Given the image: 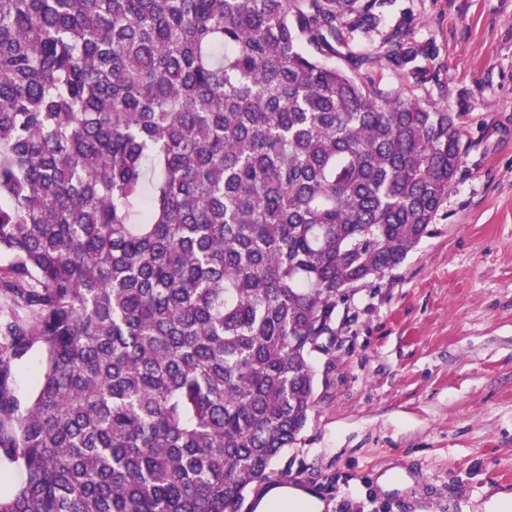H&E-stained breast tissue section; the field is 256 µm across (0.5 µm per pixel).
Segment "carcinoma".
<instances>
[{
    "instance_id": "cac0c4a2",
    "label": "carcinoma",
    "mask_w": 512,
    "mask_h": 512,
    "mask_svg": "<svg viewBox=\"0 0 512 512\" xmlns=\"http://www.w3.org/2000/svg\"><path fill=\"white\" fill-rule=\"evenodd\" d=\"M392 2L0 0V512H238L297 441L312 338L462 162L382 83L424 77L409 27L351 44ZM42 362V353L39 349L33 348L13 373L12 387L20 401H26L35 391Z\"/></svg>"
}]
</instances>
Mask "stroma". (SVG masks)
I'll use <instances>...</instances> for the list:
<instances>
[{"label":"stroma","instance_id":"1","mask_svg":"<svg viewBox=\"0 0 512 512\" xmlns=\"http://www.w3.org/2000/svg\"><path fill=\"white\" fill-rule=\"evenodd\" d=\"M405 18L428 73L383 83L458 114L460 170L403 263L339 303L307 424L239 512L268 483L324 512H512V0H396Z\"/></svg>","mask_w":512,"mask_h":512}]
</instances>
